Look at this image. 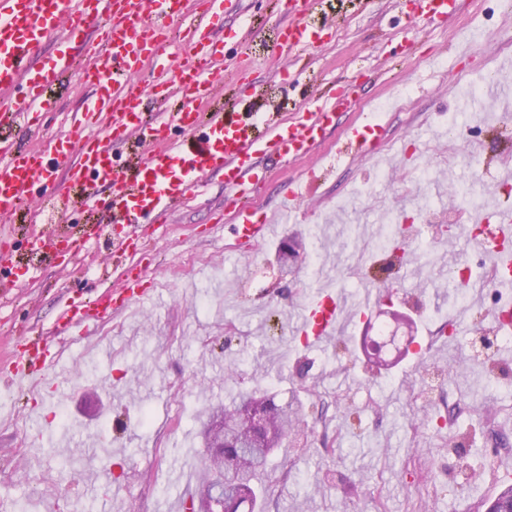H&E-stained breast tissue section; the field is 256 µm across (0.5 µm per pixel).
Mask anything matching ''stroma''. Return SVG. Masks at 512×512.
<instances>
[{"label":"stroma","instance_id":"obj_1","mask_svg":"<svg viewBox=\"0 0 512 512\" xmlns=\"http://www.w3.org/2000/svg\"><path fill=\"white\" fill-rule=\"evenodd\" d=\"M288 21L284 0H233L218 32L224 57L243 53L252 64L226 76L208 111L248 122L347 95L351 109L317 150L334 161L358 113L381 104L374 159L337 163L280 238L239 245L221 214L223 172L201 173L202 195L178 205L138 255L153 299L97 325L94 346L56 338L60 373L20 394L17 418L0 424V512H50V502L51 512H181L196 488L185 451L202 448L211 407L255 389L298 395L307 408L259 479L265 512H486L512 485V326L494 324L512 291L490 284L488 257L456 236L473 218L492 228L493 200L512 197V181L500 180L512 165V95L482 88L487 69L512 70V16L498 0H463L451 23L430 25L413 0H319L307 21L323 43L285 51ZM473 28L482 43H468ZM472 86L478 95L458 103L457 91ZM88 95L77 70L63 76L47 135ZM251 164L265 189L249 203L262 212L311 160L256 155ZM58 224L83 234L79 195L57 212L0 218L31 277L0 300V354L18 329L49 331L91 288L119 286L102 275L107 250L66 266L31 252L32 233ZM295 237L305 252L289 269L279 247ZM408 274L416 286L399 310L415 340L393 363L376 366L362 349L385 321L379 309L321 347L292 324L322 291L350 298L371 283L394 295Z\"/></svg>","mask_w":512,"mask_h":512}]
</instances>
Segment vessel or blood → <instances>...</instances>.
<instances>
[{"label":"vessel or blood","mask_w":512,"mask_h":512,"mask_svg":"<svg viewBox=\"0 0 512 512\" xmlns=\"http://www.w3.org/2000/svg\"><path fill=\"white\" fill-rule=\"evenodd\" d=\"M317 0H288L287 11L296 22L283 29L286 48L316 47L319 34L302 14L314 10ZM461 0H425L422 20L435 23L454 18ZM222 15L221 0H195L193 14H186L182 0H0V215L22 207L41 214L45 204H58L70 189H79L89 212L98 207V189L112 190L109 208L114 232L108 248L123 281L121 291L94 294L72 305L60 318L59 334L72 329L88 330L90 324L111 318L132 303L148 299L152 291L144 285L145 272L129 258L142 248L146 224L160 223L173 204L193 196L200 173L220 169L225 176V208L234 210L238 242L271 236L274 220L241 207L240 200L254 192L257 179L250 161L260 153L286 163L312 156L327 128L336 121L337 111L346 109L347 97H337L332 106L316 107L281 122L272 113L253 116L266 137L251 140L244 127L225 120L223 113L205 114L204 102L222 78L224 53L211 30ZM184 27L183 42L171 45L173 24ZM91 28L103 31L101 43L89 46L83 38ZM56 47L46 57V43ZM83 49L86 61L81 80L91 91L83 112L64 123L57 142L43 138L40 118L55 109L48 91L75 58L73 49ZM150 68L151 83L143 85L139 74ZM379 126L376 114L363 113L348 140L355 158H371L367 135ZM24 131L28 142L10 140L9 131ZM200 135L201 144L190 150L171 136V129ZM137 133L150 146L134 175L113 157L116 140ZM68 167L70 180L57 183L53 173ZM43 195H35V188ZM500 221L481 245L500 275L497 287L512 288V207L499 210ZM97 226H90L85 238L71 236L62 227L39 232L29 241L31 250L51 248L56 260L70 263L86 241H99ZM14 245L0 229V270L9 272L0 290L23 286L26 275L13 262ZM378 289L362 288L353 301L341 296H324L297 317L298 331L308 342L326 343L346 315L354 310L365 315L377 301ZM45 339L29 340L19 355L0 365V377L22 386L45 381L58 361Z\"/></svg>","instance_id":"1"}]
</instances>
